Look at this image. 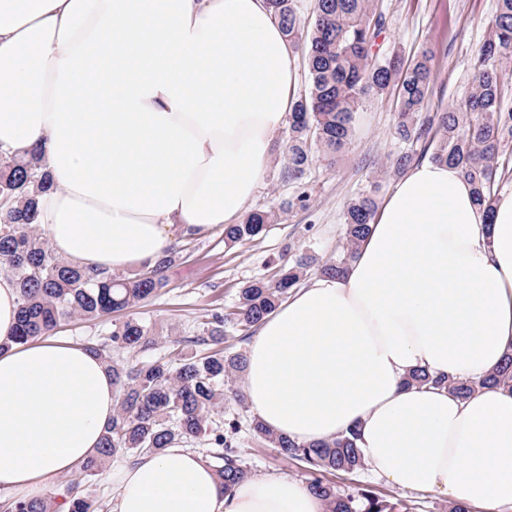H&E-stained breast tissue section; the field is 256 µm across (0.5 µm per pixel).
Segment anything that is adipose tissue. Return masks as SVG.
<instances>
[{
    "instance_id": "obj_1",
    "label": "adipose tissue",
    "mask_w": 512,
    "mask_h": 512,
    "mask_svg": "<svg viewBox=\"0 0 512 512\" xmlns=\"http://www.w3.org/2000/svg\"><path fill=\"white\" fill-rule=\"evenodd\" d=\"M297 57L265 0H0V155L39 149L53 186L37 223L55 254L108 274L177 238L237 223L278 149ZM0 276V493L44 498L112 422L99 356L13 343ZM512 350V193L492 216L452 166H411L355 259L316 274L260 324L242 390L299 444L356 434L369 470L476 512H512V389L460 399L411 382L494 372ZM112 512H325L282 474L225 492L180 445L117 467Z\"/></svg>"
}]
</instances>
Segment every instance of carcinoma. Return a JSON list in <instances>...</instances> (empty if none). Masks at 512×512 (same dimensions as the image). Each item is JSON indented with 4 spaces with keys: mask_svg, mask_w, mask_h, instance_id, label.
I'll list each match as a JSON object with an SVG mask.
<instances>
[{
    "mask_svg": "<svg viewBox=\"0 0 512 512\" xmlns=\"http://www.w3.org/2000/svg\"><path fill=\"white\" fill-rule=\"evenodd\" d=\"M288 42L300 49L308 85L294 101L288 117V146L284 176L298 184L288 206L308 209L312 199L308 173L314 162L333 160L352 143L356 114L364 103L397 92L398 113L392 132L401 146L381 166L375 178L351 197L343 211V251L318 268L323 275L343 274L359 242L369 232L378 211L382 179L403 173L427 158L459 170L478 205L488 214L499 192L512 182V110L503 106L512 78V0H497L488 38L471 61L474 84L455 104L428 111L434 84L431 57L422 51L407 61L387 52L380 40L388 27L376 0H314L311 23L299 14L294 0H266ZM50 187L38 154L28 152L0 161V267L18 286L19 319L14 341L24 344L51 335L62 320H108L155 296L168 284L173 256L127 275L99 276L59 258L38 233L36 198ZM278 219L273 209L251 211L240 224L224 226V243L252 241ZM309 262L299 258L278 266L271 279L256 278L240 288L235 307L209 322L207 336L177 341L169 355L148 363L117 362L112 353L148 349L154 331L135 317L112 324L108 343L89 342L85 348L103 357L112 368L119 393L112 424L95 453L79 469L90 481L109 459L125 455L158 454L176 443L204 440L224 449L215 474L232 491L251 476L232 449L226 432L212 426L211 417L224 406V387L244 371L246 357L224 354L220 344L226 327L250 331L273 312L288 291L307 275ZM410 380L446 388L463 399L486 385L512 387V353L495 373L481 378L433 376L416 371ZM253 431L278 452L302 464L312 474L310 490L326 504V512H409L400 499L358 488L341 493L324 480L327 473L354 474L364 469L355 433L312 445H300L267 430L258 418ZM69 503V512H102L85 496L81 482H67L43 501L11 502L8 512H51L56 498Z\"/></svg>",
    "mask_w": 512,
    "mask_h": 512,
    "instance_id": "1",
    "label": "carcinoma"
}]
</instances>
